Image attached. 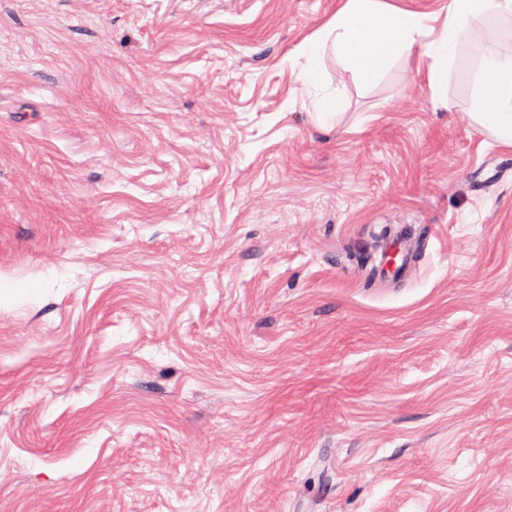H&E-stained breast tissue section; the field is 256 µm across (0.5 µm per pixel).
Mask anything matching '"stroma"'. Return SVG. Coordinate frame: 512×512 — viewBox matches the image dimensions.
<instances>
[{"instance_id":"1","label":"stroma","mask_w":512,"mask_h":512,"mask_svg":"<svg viewBox=\"0 0 512 512\" xmlns=\"http://www.w3.org/2000/svg\"><path fill=\"white\" fill-rule=\"evenodd\" d=\"M337 0H0V512H512V149ZM421 251L377 283L383 225Z\"/></svg>"}]
</instances>
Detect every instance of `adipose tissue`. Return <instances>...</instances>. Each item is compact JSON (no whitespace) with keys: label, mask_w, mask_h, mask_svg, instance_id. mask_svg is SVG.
I'll return each instance as SVG.
<instances>
[{"label":"adipose tissue","mask_w":512,"mask_h":512,"mask_svg":"<svg viewBox=\"0 0 512 512\" xmlns=\"http://www.w3.org/2000/svg\"><path fill=\"white\" fill-rule=\"evenodd\" d=\"M512 21V0H448L442 27L435 15L390 0H340L330 20L303 45L297 79L315 96L317 122L331 126L338 100L323 93L325 59L334 57L360 82H376L398 59H431L426 83L433 99L448 100V73L473 25L486 17ZM471 119L500 146L512 148V43L488 32L478 68L469 77Z\"/></svg>","instance_id":"1"}]
</instances>
